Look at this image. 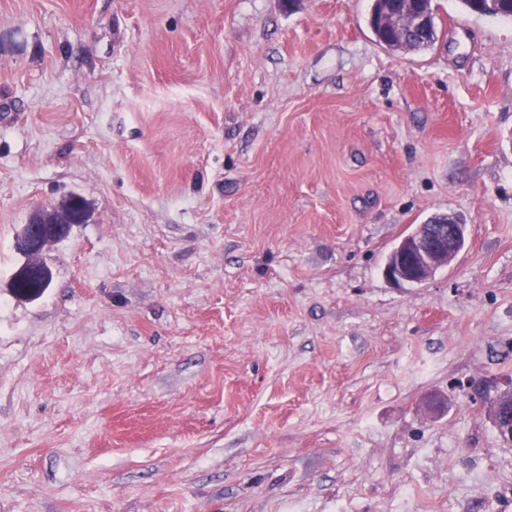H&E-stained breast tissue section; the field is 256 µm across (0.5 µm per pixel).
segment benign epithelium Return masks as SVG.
I'll return each mask as SVG.
<instances>
[{
    "label": "benign epithelium",
    "mask_w": 512,
    "mask_h": 512,
    "mask_svg": "<svg viewBox=\"0 0 512 512\" xmlns=\"http://www.w3.org/2000/svg\"><path fill=\"white\" fill-rule=\"evenodd\" d=\"M429 12L393 13L386 11L379 25L396 30L409 22L412 27L427 24ZM87 218L86 204L78 194H70L55 205L36 211L16 238V249L24 262L13 275L14 283L48 282L51 270L43 259L48 246L69 236L73 225ZM466 224L453 214H437L415 231L404 236L391 250L384 267L385 278L396 286L422 285L435 272L448 266L462 249ZM487 416L499 440L512 446V382L504 389L484 396Z\"/></svg>",
    "instance_id": "1"
}]
</instances>
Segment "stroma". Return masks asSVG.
I'll return each instance as SVG.
<instances>
[{
  "mask_svg": "<svg viewBox=\"0 0 512 512\" xmlns=\"http://www.w3.org/2000/svg\"><path fill=\"white\" fill-rule=\"evenodd\" d=\"M371 6L0 0V512H512V18L391 51ZM438 213L465 246L393 287ZM86 218V204L79 194H70L55 205L36 211L16 238V249L25 260L13 275L14 284L43 279V283L50 281L42 288V293L49 288L51 270L43 259L44 251L69 236L73 225L84 223ZM44 225L55 226L45 231ZM466 224L453 214H437L404 236L391 250L385 278L396 286L422 285L448 266L462 249ZM487 416L499 440L512 446V382L501 390L484 396Z\"/></svg>",
  "mask_w": 512,
  "mask_h": 512,
  "instance_id": "stroma-1",
  "label": "stroma"
}]
</instances>
